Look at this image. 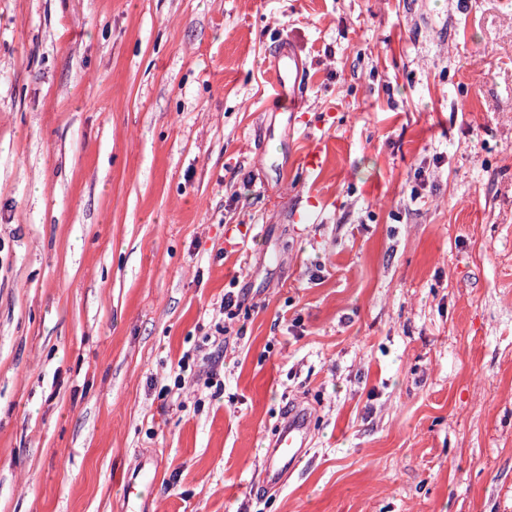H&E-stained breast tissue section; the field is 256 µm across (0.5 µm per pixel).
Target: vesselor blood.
<instances>
[{
	"label": "vessel or blood",
	"mask_w": 512,
	"mask_h": 512,
	"mask_svg": "<svg viewBox=\"0 0 512 512\" xmlns=\"http://www.w3.org/2000/svg\"><path fill=\"white\" fill-rule=\"evenodd\" d=\"M303 70L299 58L292 48H283L279 62L273 70L272 90L277 100L288 101L291 108H300L303 99L298 92ZM310 446L309 417L306 410L295 407L289 410L279 425L260 464L262 485L271 489L283 484L305 456ZM156 480V469L152 464L140 466L132 477L125 479L128 498L143 499Z\"/></svg>",
	"instance_id": "obj_1"
}]
</instances>
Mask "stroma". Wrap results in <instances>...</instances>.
I'll return each mask as SVG.
<instances>
[{"label":"stroma","mask_w":512,"mask_h":512,"mask_svg":"<svg viewBox=\"0 0 512 512\" xmlns=\"http://www.w3.org/2000/svg\"><path fill=\"white\" fill-rule=\"evenodd\" d=\"M145 459L144 512H512V0H0V512ZM302 73L299 58L288 44V48L281 50L279 62L272 73L273 99L288 100L292 110L299 109L304 103L298 92ZM310 447L308 412L299 406L288 410L260 464L262 486L280 487Z\"/></svg>","instance_id":"35a3bbf8"}]
</instances>
